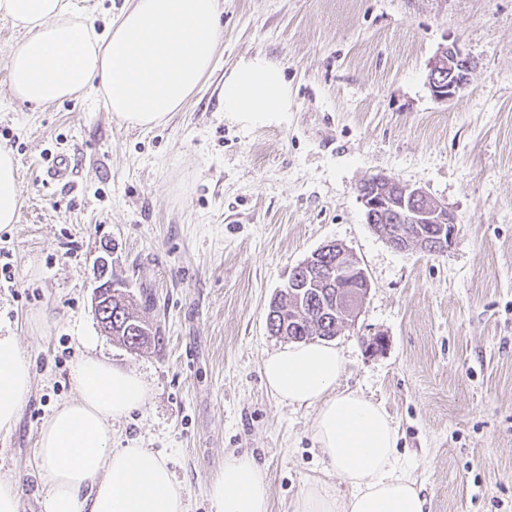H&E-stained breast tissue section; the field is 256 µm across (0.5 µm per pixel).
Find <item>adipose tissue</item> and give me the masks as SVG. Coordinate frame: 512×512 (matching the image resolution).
Instances as JSON below:
<instances>
[{
    "label": "adipose tissue",
    "instance_id": "adipose-tissue-1",
    "mask_svg": "<svg viewBox=\"0 0 512 512\" xmlns=\"http://www.w3.org/2000/svg\"><path fill=\"white\" fill-rule=\"evenodd\" d=\"M0 16L28 34L7 63L14 97L40 105L93 94L138 128L183 108L212 69L221 38L218 0H133L102 35L80 19L74 0H0ZM222 98L225 115L242 127L288 121V84L264 57L240 60ZM20 208L14 156L0 148V231L18 222ZM344 370L342 353L320 340L285 345L262 361L269 393L315 408L313 433L327 468L350 487L340 501L309 484L295 512H425L390 418L364 395L337 390ZM32 379L17 337L0 332V431L18 422ZM72 380L76 399L58 407L39 434L45 512H186L185 492L160 455L112 447L113 421L146 401L142 375L85 353ZM207 494L214 512H270L263 469L245 453L225 455Z\"/></svg>",
    "mask_w": 512,
    "mask_h": 512
}]
</instances>
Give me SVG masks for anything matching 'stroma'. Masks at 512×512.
Wrapping results in <instances>:
<instances>
[{"label":"stroma","instance_id":"obj_1","mask_svg":"<svg viewBox=\"0 0 512 512\" xmlns=\"http://www.w3.org/2000/svg\"><path fill=\"white\" fill-rule=\"evenodd\" d=\"M214 67L152 129L125 126L93 96L32 106L5 62L26 33L0 17V147L19 167V221L0 232V329L17 336L33 385L0 433V477L19 474L20 512H45L37 440L72 399L94 352L143 374L145 405L112 425L116 448H150L211 512L226 453L255 456L271 512H293L324 455L313 409L272 397L261 361L283 346L268 304L291 270L341 244L370 291L334 338L341 388L381 402L428 512H512V0H221ZM475 68L456 99L433 97L428 64L451 44ZM278 64L288 121L245 129L221 107L240 59ZM59 154L71 184L45 182ZM383 174L458 218L447 252L390 246L359 185ZM147 293L159 341L132 352L99 328L95 255ZM382 348H373L374 339Z\"/></svg>","mask_w":512,"mask_h":512}]
</instances>
